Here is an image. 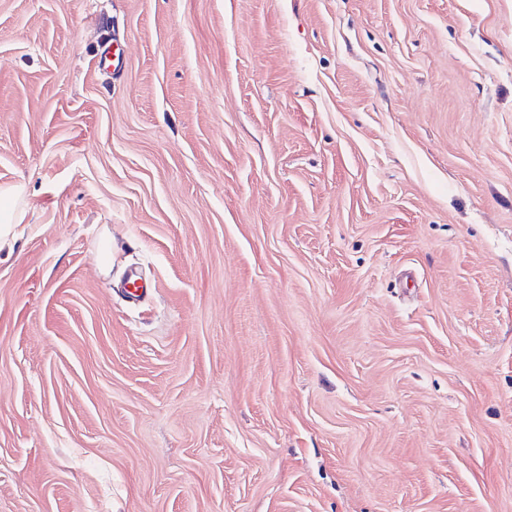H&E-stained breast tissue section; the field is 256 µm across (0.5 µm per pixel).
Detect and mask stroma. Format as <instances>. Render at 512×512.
I'll return each mask as SVG.
<instances>
[{
  "instance_id": "1",
  "label": "stroma",
  "mask_w": 512,
  "mask_h": 512,
  "mask_svg": "<svg viewBox=\"0 0 512 512\" xmlns=\"http://www.w3.org/2000/svg\"><path fill=\"white\" fill-rule=\"evenodd\" d=\"M14 185L0 512H512V0H0Z\"/></svg>"
}]
</instances>
